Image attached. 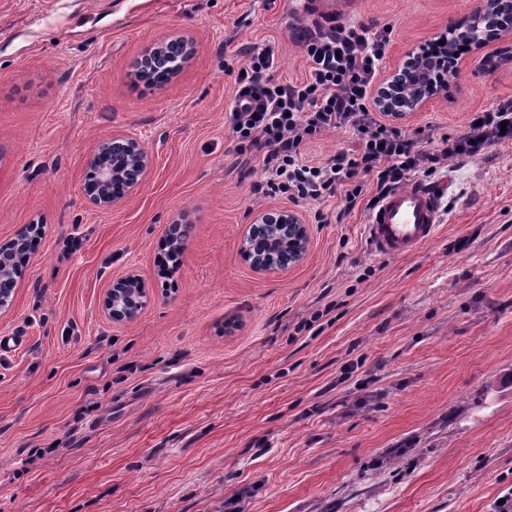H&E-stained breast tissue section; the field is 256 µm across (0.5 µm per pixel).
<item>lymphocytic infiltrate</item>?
<instances>
[{"mask_svg": "<svg viewBox=\"0 0 512 512\" xmlns=\"http://www.w3.org/2000/svg\"><path fill=\"white\" fill-rule=\"evenodd\" d=\"M392 41L390 28L332 26L302 38L305 74L296 83L275 80L271 48H253L239 69L228 115V135L238 154L259 159L263 179L255 195H283L295 204L323 203L343 195L353 209L367 186L376 198L410 176L431 175L440 159L473 157L492 144L512 140V99L477 112L465 131L446 138L440 153L377 118L370 91ZM352 130L359 147L319 163L305 149L322 134Z\"/></svg>", "mask_w": 512, "mask_h": 512, "instance_id": "f902f5d3", "label": "lymphocytic infiltrate"}]
</instances>
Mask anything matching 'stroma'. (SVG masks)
I'll return each instance as SVG.
<instances>
[{
    "mask_svg": "<svg viewBox=\"0 0 512 512\" xmlns=\"http://www.w3.org/2000/svg\"><path fill=\"white\" fill-rule=\"evenodd\" d=\"M473 0H359L350 24L405 50L469 19ZM292 0H0V245L43 234L0 336V512H496L512 494V141L425 180L439 229L377 255L369 214L260 199L225 114L234 71L270 47L276 79L305 72ZM192 42L180 74L133 83L147 47ZM464 54L447 92L399 126L438 151L512 98V62ZM115 130L154 160L139 191L97 209L87 163ZM306 224L305 259L256 273L240 235L262 211ZM195 230L162 273L165 229ZM81 235L77 253L70 237ZM136 272L134 322L101 312Z\"/></svg>",
    "mask_w": 512,
    "mask_h": 512,
    "instance_id": "obj_1",
    "label": "stroma"
}]
</instances>
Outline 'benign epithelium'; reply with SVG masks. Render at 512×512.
<instances>
[{"mask_svg": "<svg viewBox=\"0 0 512 512\" xmlns=\"http://www.w3.org/2000/svg\"><path fill=\"white\" fill-rule=\"evenodd\" d=\"M192 54L190 43L181 38L177 42L160 41L146 49L134 69L150 66L163 70L174 78ZM444 63L433 58L418 59L405 54L387 73L376 95V103L393 119L401 120L422 111L432 95L413 96L407 93L414 84H433L442 75ZM96 168V179L83 185L85 198L94 207L109 209L124 203L142 186L153 167L152 156L141 140L122 131L102 140L89 160ZM190 225L176 222L168 226L166 241L172 251L180 254L185 249ZM33 224L23 225L14 237L0 245V315L13 306L20 283L31 258L29 244L36 238ZM309 246L306 225L286 209L259 214L243 228L240 252L252 268L262 274L284 272L301 262ZM149 297L139 275L128 273L112 280L105 289L102 311L115 323L138 319L147 308Z\"/></svg>", "mask_w": 512, "mask_h": 512, "instance_id": "1", "label": "benign epithelium"}]
</instances>
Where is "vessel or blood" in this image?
<instances>
[{
	"label": "vessel or blood",
	"mask_w": 512,
	"mask_h": 512,
	"mask_svg": "<svg viewBox=\"0 0 512 512\" xmlns=\"http://www.w3.org/2000/svg\"><path fill=\"white\" fill-rule=\"evenodd\" d=\"M299 9L330 26L350 12L349 0H298ZM438 230V212L431 193L422 185L390 191L371 213L366 234L375 252L403 256L417 251Z\"/></svg>",
	"instance_id": "b4317fda"
}]
</instances>
